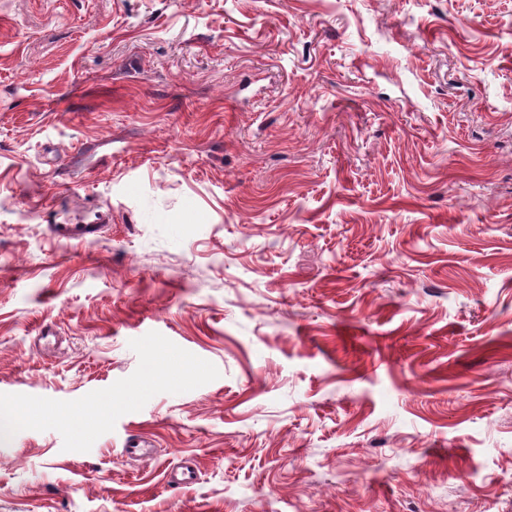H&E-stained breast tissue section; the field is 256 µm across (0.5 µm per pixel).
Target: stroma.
I'll return each mask as SVG.
<instances>
[{
    "instance_id": "1",
    "label": "stroma",
    "mask_w": 512,
    "mask_h": 512,
    "mask_svg": "<svg viewBox=\"0 0 512 512\" xmlns=\"http://www.w3.org/2000/svg\"><path fill=\"white\" fill-rule=\"evenodd\" d=\"M0 407V512H512V0H0ZM100 224H64L56 226V236L60 240L89 242L99 237Z\"/></svg>"
}]
</instances>
